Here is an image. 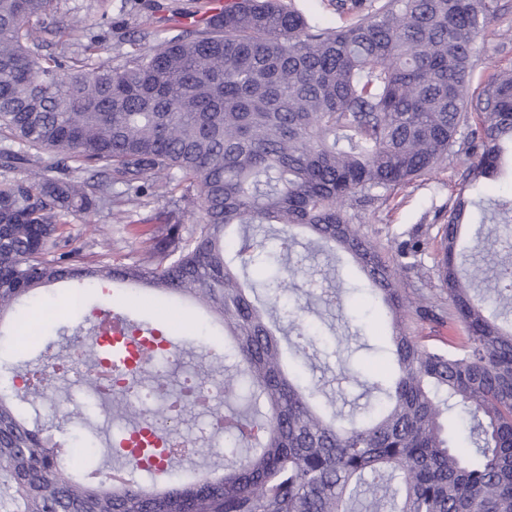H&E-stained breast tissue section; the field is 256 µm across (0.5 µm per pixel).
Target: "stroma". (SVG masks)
Segmentation results:
<instances>
[{
    "label": "stroma",
    "instance_id": "stroma-1",
    "mask_svg": "<svg viewBox=\"0 0 512 512\" xmlns=\"http://www.w3.org/2000/svg\"><path fill=\"white\" fill-rule=\"evenodd\" d=\"M209 0H60V13H78L89 34L97 36L103 46L102 60L121 64L134 43L145 40L157 44L160 38L176 34L184 26L183 16L206 12ZM480 52L473 62L470 97H477L486 83L500 73H512V0H498V15L477 40ZM467 162L457 156L434 173L395 189L390 197L367 204L348 207L353 223L396 259L397 246L411 238L427 240L418 257V267L407 274L404 283L410 296L423 295L441 299L442 293L432 271L437 253L439 230L462 189L473 196L495 199L512 194V158H505L499 176L480 180L469 187ZM121 185H113L112 202L97 207L90 215L72 214L62 228L63 241L58 251L67 263L79 266L100 261L127 265L136 261L142 251V239L149 237L162 212L178 211L183 224L199 220L197 212L185 203L162 193L143 203L130 204L121 197ZM293 261L313 270L326 286L344 283L348 309L357 312L348 318L345 311L327 308L313 300L307 315L323 333L310 352L306 375L320 387L324 398L343 413H361L366 397L343 375L341 354L351 351L357 367L365 377L388 372L389 358L383 350L386 327L374 300L360 290L361 279L348 260H337L327 250L300 241L291 254ZM80 285L64 281L40 288L35 297L22 299L14 319L5 320L0 330L11 332L15 318L28 312L34 301L53 306L56 316L43 339L18 348L10 362L17 375L33 371L45 361L69 363L78 343L87 341L86 319L93 310H122L133 318L157 326L170 336L179 349L191 357L203 376L223 379L227 368L222 360L224 341L219 324H212L208 336L198 330L207 321L206 314L191 301L167 297L137 285L113 284L111 298L89 295L80 314H73L69 299ZM30 420L37 427L51 429L55 441L69 446L77 436L97 434L111 438L109 424L95 396L77 393L66 379L56 380L54 389L45 395L31 397L24 404Z\"/></svg>",
    "mask_w": 512,
    "mask_h": 512
}]
</instances>
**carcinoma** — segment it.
<instances>
[{"label": "carcinoma", "instance_id": "1", "mask_svg": "<svg viewBox=\"0 0 512 512\" xmlns=\"http://www.w3.org/2000/svg\"><path fill=\"white\" fill-rule=\"evenodd\" d=\"M55 0H0V323L19 299L58 280L98 288L140 282L192 299L224 329L239 377L224 382L253 417L224 415L222 471L165 488L66 473L62 448L28 427L0 390V512H512V321L487 306L459 245L463 221L512 224V197L459 193L436 262L448 315L463 342L435 347L410 329L435 309L403 288L402 262L347 216L462 154L469 182L497 172L512 146V74L487 82L467 140L477 38L494 0H336L352 19L323 27L295 0H237L206 27L185 29L119 66L89 38L69 59L42 53L44 35L82 29ZM61 157L60 175L36 169ZM74 165H69V162ZM125 187L182 188L201 214L190 237L174 212L159 218L139 260L72 266L54 256L60 225ZM308 236L354 265L378 299L394 372L366 383L382 397L360 420L329 414L319 389L285 371L286 348L308 357L311 327L288 266ZM493 291L512 295V263L487 259ZM470 417V445L446 414ZM111 416L142 414L114 400ZM154 435L174 433L152 414Z\"/></svg>", "mask_w": 512, "mask_h": 512}]
</instances>
